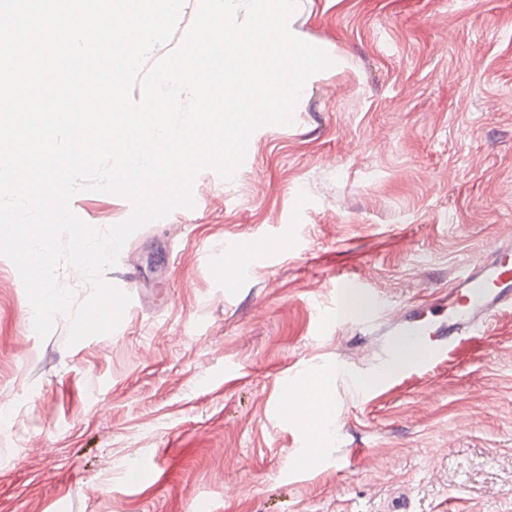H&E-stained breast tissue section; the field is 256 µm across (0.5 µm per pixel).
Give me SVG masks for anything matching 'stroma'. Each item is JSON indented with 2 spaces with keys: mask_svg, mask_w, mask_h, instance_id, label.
I'll use <instances>...</instances> for the list:
<instances>
[{
  "mask_svg": "<svg viewBox=\"0 0 512 512\" xmlns=\"http://www.w3.org/2000/svg\"><path fill=\"white\" fill-rule=\"evenodd\" d=\"M290 29L331 66L232 179L200 172L192 209L128 238L103 272L138 275L114 332L39 337L0 256V512H512V309L383 397L338 395L319 447L289 411L391 345L320 321L337 276L417 303L512 238V0H299ZM71 209L131 214L89 190Z\"/></svg>",
  "mask_w": 512,
  "mask_h": 512,
  "instance_id": "1",
  "label": "stroma"
}]
</instances>
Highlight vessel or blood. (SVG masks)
I'll use <instances>...</instances> for the list:
<instances>
[{"label":"vessel or blood","mask_w":512,"mask_h":512,"mask_svg":"<svg viewBox=\"0 0 512 512\" xmlns=\"http://www.w3.org/2000/svg\"><path fill=\"white\" fill-rule=\"evenodd\" d=\"M363 293L364 280L347 277L336 283V299L321 311L326 321L346 323V289ZM512 307V241L493 243L474 263L466 265L448 289L435 296L433 302L401 308L387 303L375 304L366 315L364 327L381 326L397 344L428 343L434 357H446L468 341L479 327L487 325L503 309ZM406 370L397 358L382 354L368 371L370 384L359 387L355 371L346 364L336 366L338 387L356 389L360 398L386 391Z\"/></svg>","instance_id":"vessel-or-blood-1"}]
</instances>
